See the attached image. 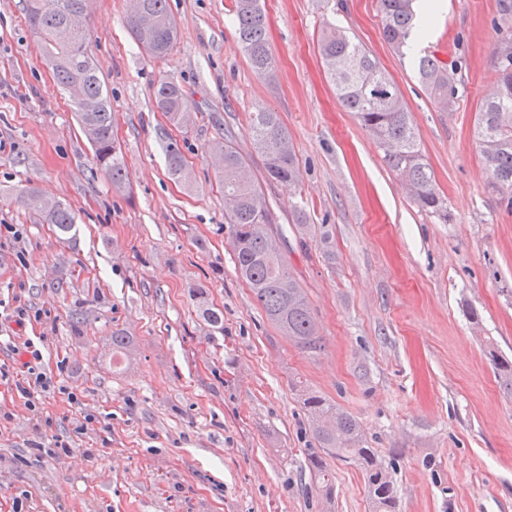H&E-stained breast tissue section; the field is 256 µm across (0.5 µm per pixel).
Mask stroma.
I'll list each match as a JSON object with an SVG mask.
<instances>
[{
	"label": "stroma",
	"instance_id": "35a3bbf8",
	"mask_svg": "<svg viewBox=\"0 0 512 512\" xmlns=\"http://www.w3.org/2000/svg\"><path fill=\"white\" fill-rule=\"evenodd\" d=\"M261 3L266 75L236 44L232 0H169L179 37L161 60L132 38L128 0H93L89 50L129 178L119 192L37 51L23 0H0V512H372L353 463L329 459L335 493L318 495L295 377L392 462L399 512H512V399L483 346L492 338L512 358V210L488 192L473 135L498 79V2L442 0L413 49L457 62L453 112L385 43L377 0ZM331 24L392 75L450 221L417 208L339 99L318 51ZM165 77L188 96L183 124L156 107ZM259 105L288 129L295 191L264 180L249 131ZM227 135L288 229V264L324 338L317 359L278 333L235 274L211 151ZM171 143L186 160L180 180L167 171ZM31 187L73 211L71 242L21 203ZM300 218L315 234L298 235ZM199 285L223 330L198 317ZM116 330L130 339L118 360ZM28 342L45 381L32 409L16 388ZM55 439L72 454L32 453Z\"/></svg>",
	"mask_w": 512,
	"mask_h": 512
}]
</instances>
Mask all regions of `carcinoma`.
<instances>
[{
    "mask_svg": "<svg viewBox=\"0 0 512 512\" xmlns=\"http://www.w3.org/2000/svg\"><path fill=\"white\" fill-rule=\"evenodd\" d=\"M59 8L46 11L42 0H26L25 15L30 28L43 44L56 85L81 88L84 101H75V112L98 165L116 190L126 188L127 170L119 144L112 137V107L103 88L99 69L86 45V29H73L68 13L82 0H59ZM383 17V37L399 55H405L409 39L418 26L413 0H378ZM237 45L252 67L272 70L273 56L267 39V20L261 0H234ZM127 27L153 57L162 59L172 50L178 35L168 0H129ZM495 29L500 34L494 52L499 80L476 115L474 134L490 173L489 188L512 208V0H498ZM330 82L346 109L371 133L383 153L386 165L405 182L416 206L450 221L446 198L442 196L433 171L424 158L410 113L400 89L382 70L361 43L346 31L330 27L318 42ZM420 82L441 112L453 110L458 102L457 85L447 65L431 55L414 58ZM160 111L169 120L185 119L188 98L173 81L160 82L154 92ZM250 135L254 151L264 160L265 176L271 183L290 189L298 185V159L288 130L276 112L260 107L251 115ZM222 160V186L227 209L224 216L233 241L235 270L264 310L271 324L302 352L315 356L325 347L304 288L288 267L284 244L286 230L274 223L269 203L253 180L249 165L226 138L215 144ZM168 171L182 178L185 160L181 152L167 149ZM22 203L41 212L66 240L75 224L72 212L57 201L34 191L22 196ZM199 314L213 326L223 324L221 310L209 304L206 292L196 289ZM485 353L500 390L512 399V360L503 356L493 339H486ZM306 411L314 445L305 449L310 472L319 494H334L326 457L353 462L364 472L374 512H397V490L389 464L367 441L359 422L335 402L300 381L293 382Z\"/></svg>",
    "mask_w": 512,
    "mask_h": 512,
    "instance_id": "carcinoma-1",
    "label": "carcinoma"
}]
</instances>
